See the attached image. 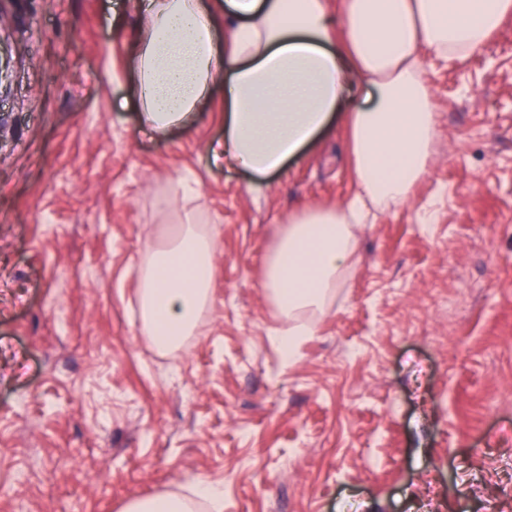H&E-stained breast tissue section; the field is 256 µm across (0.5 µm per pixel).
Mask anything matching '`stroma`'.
<instances>
[{"mask_svg":"<svg viewBox=\"0 0 512 512\" xmlns=\"http://www.w3.org/2000/svg\"><path fill=\"white\" fill-rule=\"evenodd\" d=\"M0 14V512H122L202 481L224 512H512V16L465 59L424 55L428 172L360 228L287 368L266 260L297 209L351 194L362 96L256 183L211 159L223 84L193 125L141 130L124 77L135 0ZM179 175L192 202L173 196ZM188 212L218 239L212 300L161 353L138 269Z\"/></svg>","mask_w":512,"mask_h":512,"instance_id":"35a3bbf8","label":"stroma"}]
</instances>
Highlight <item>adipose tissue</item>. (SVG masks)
<instances>
[{
  "mask_svg": "<svg viewBox=\"0 0 512 512\" xmlns=\"http://www.w3.org/2000/svg\"><path fill=\"white\" fill-rule=\"evenodd\" d=\"M139 0L126 66L140 123L161 134L195 119L223 83L224 163L264 179L326 126L352 84L370 91L348 119L354 192L336 209L305 207L281 231L264 287L287 328L293 363L310 335L306 310H324L353 265L356 230L371 208L406 202L428 168L436 112L422 53L462 59L484 44L512 0ZM218 240L190 219L149 250L139 272L145 334L158 348L195 335L211 300Z\"/></svg>",
  "mask_w": 512,
  "mask_h": 512,
  "instance_id": "1",
  "label": "adipose tissue"
}]
</instances>
